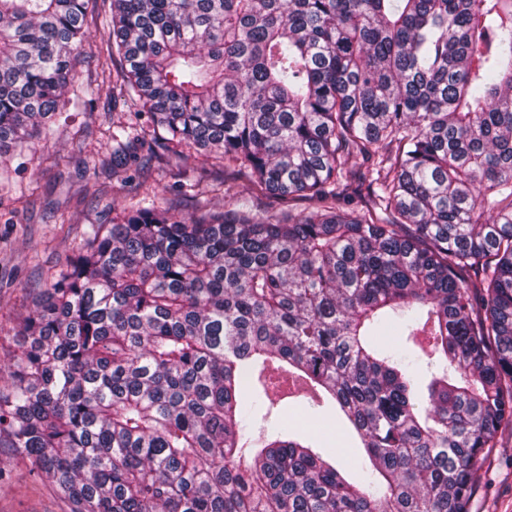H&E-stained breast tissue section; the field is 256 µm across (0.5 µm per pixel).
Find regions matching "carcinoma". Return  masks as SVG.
<instances>
[{
    "label": "carcinoma",
    "instance_id": "obj_1",
    "mask_svg": "<svg viewBox=\"0 0 512 512\" xmlns=\"http://www.w3.org/2000/svg\"><path fill=\"white\" fill-rule=\"evenodd\" d=\"M90 2L0 0V180L96 100ZM94 22L112 110L142 119L112 123V168L206 151L224 209L152 188L84 233L0 387L13 454L70 512H469L512 429V0H110ZM238 178L312 206L258 210ZM275 370L371 467L286 422L253 447Z\"/></svg>",
    "mask_w": 512,
    "mask_h": 512
}]
</instances>
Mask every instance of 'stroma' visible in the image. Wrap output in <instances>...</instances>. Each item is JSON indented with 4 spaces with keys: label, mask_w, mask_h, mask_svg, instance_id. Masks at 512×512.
Instances as JSON below:
<instances>
[{
    "label": "stroma",
    "mask_w": 512,
    "mask_h": 512,
    "mask_svg": "<svg viewBox=\"0 0 512 512\" xmlns=\"http://www.w3.org/2000/svg\"><path fill=\"white\" fill-rule=\"evenodd\" d=\"M111 95V83H101L93 105L72 111L53 139L36 141L27 170L15 177L24 196L0 191V386L8 381V366L18 351L16 332L31 313L36 292L60 270L89 225L108 223L115 212L140 201L143 180L154 178L163 164L162 158H153L138 173L108 165L94 168L93 156L105 159L110 153ZM94 173L103 193L97 203L88 204L82 202L81 190ZM176 179L184 184L204 180L211 206L223 207L224 170L214 160L198 155ZM303 411L311 417L323 447L332 450L337 461H351L354 451L344 434L325 422L323 408L307 398L275 405L266 420L253 422L251 434L259 436L261 427L275 426ZM27 468L21 459L0 452V512H69L68 503L48 480ZM470 512H512L511 432L499 434L496 448L490 449Z\"/></svg>",
    "instance_id": "35a3bbf8"
}]
</instances>
